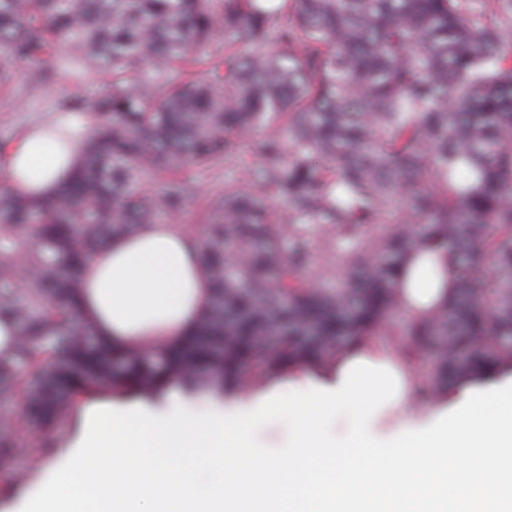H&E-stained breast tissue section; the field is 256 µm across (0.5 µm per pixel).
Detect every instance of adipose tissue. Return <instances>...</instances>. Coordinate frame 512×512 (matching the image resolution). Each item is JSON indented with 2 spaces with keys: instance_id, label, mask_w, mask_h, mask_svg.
Segmentation results:
<instances>
[{
  "instance_id": "adipose-tissue-1",
  "label": "adipose tissue",
  "mask_w": 512,
  "mask_h": 512,
  "mask_svg": "<svg viewBox=\"0 0 512 512\" xmlns=\"http://www.w3.org/2000/svg\"><path fill=\"white\" fill-rule=\"evenodd\" d=\"M89 131L64 117L36 124L0 173L18 192L54 195ZM83 280L82 318L119 349L178 344L210 300L192 240L170 224L113 239ZM403 283L414 317L449 294L425 259L408 262ZM414 392L413 370L372 338L238 391L227 419L87 404L14 512H512V379L459 384L428 411ZM272 415L290 426L278 454L256 447L249 425Z\"/></svg>"
}]
</instances>
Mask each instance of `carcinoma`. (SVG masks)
<instances>
[{
    "instance_id": "cac0c4a2",
    "label": "carcinoma",
    "mask_w": 512,
    "mask_h": 512,
    "mask_svg": "<svg viewBox=\"0 0 512 512\" xmlns=\"http://www.w3.org/2000/svg\"><path fill=\"white\" fill-rule=\"evenodd\" d=\"M218 29L224 53L174 80ZM17 64L105 78L58 105L96 126L60 192L0 184V315L21 335L0 397L22 408L1 452L46 447L86 391L154 398L177 377L225 396L371 337L431 394L512 372V0H0V84ZM243 131L260 161L178 225L202 320L150 355L112 347L78 312L85 265L179 215L194 189L174 176L235 158ZM432 253L453 291L400 325L402 268Z\"/></svg>"
}]
</instances>
